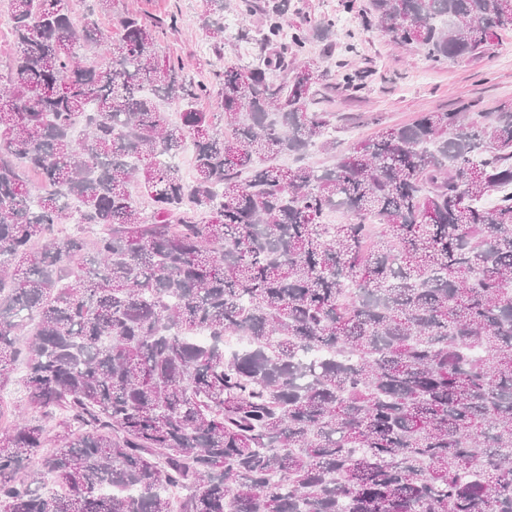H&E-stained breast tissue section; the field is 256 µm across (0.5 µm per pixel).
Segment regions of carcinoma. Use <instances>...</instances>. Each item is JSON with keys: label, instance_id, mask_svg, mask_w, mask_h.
Instances as JSON below:
<instances>
[{"label": "carcinoma", "instance_id": "cac0c4a2", "mask_svg": "<svg viewBox=\"0 0 512 512\" xmlns=\"http://www.w3.org/2000/svg\"><path fill=\"white\" fill-rule=\"evenodd\" d=\"M9 6L0 392L23 365L25 416L0 424V512H512V104L422 112L315 167L312 148L336 151L328 71L306 55L273 74L290 47L332 45L335 20L285 43L268 5L258 53L204 81L160 53L173 16L105 31L112 0L79 29L68 0ZM371 6L436 64L512 29V0ZM225 8L200 17L221 58L240 37ZM211 97L222 111L198 108Z\"/></svg>", "mask_w": 512, "mask_h": 512}]
</instances>
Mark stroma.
I'll list each match as a JSON object with an SVG mask.
<instances>
[{
    "mask_svg": "<svg viewBox=\"0 0 512 512\" xmlns=\"http://www.w3.org/2000/svg\"><path fill=\"white\" fill-rule=\"evenodd\" d=\"M369 4L370 0H357L356 11L346 13L340 0H289L281 16L287 29L335 19L333 48L315 41L310 54L322 57L333 73L350 69L368 74L361 93L340 88L321 92L342 147L370 139L383 127L412 123L422 112L452 111L466 104L476 112H492L512 102V30L500 32L480 57L439 65L420 48L398 46L379 29L368 27ZM129 9L149 18L176 16L179 23L165 35L163 51L182 60L199 78H210L214 55L199 24L203 0H112V13L100 15V26L108 27L111 17Z\"/></svg>",
    "mask_w": 512,
    "mask_h": 512,
    "instance_id": "1",
    "label": "stroma"
}]
</instances>
